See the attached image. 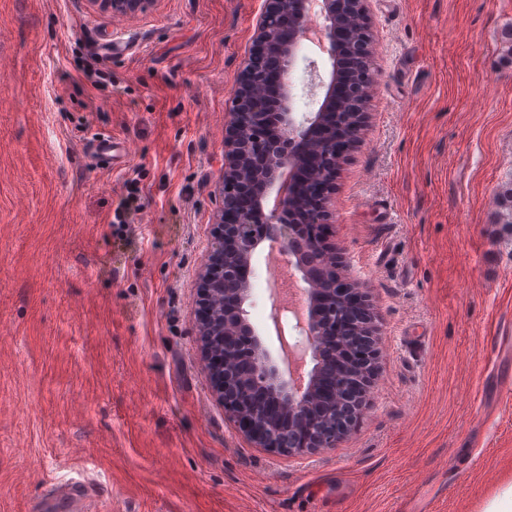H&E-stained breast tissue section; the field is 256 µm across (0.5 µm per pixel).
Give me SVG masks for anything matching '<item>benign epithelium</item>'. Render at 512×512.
<instances>
[{
    "label": "benign epithelium",
    "instance_id": "7a95c632",
    "mask_svg": "<svg viewBox=\"0 0 512 512\" xmlns=\"http://www.w3.org/2000/svg\"><path fill=\"white\" fill-rule=\"evenodd\" d=\"M312 0H267L257 21L255 47L246 67L248 79L237 89L231 113L230 134L224 138V173L220 179L222 206L208 246V258L197 271L201 283L196 299L203 340V357L213 391L226 416L256 446L275 449L272 441L292 434L291 457H304L318 448H335L357 423L363 397L375 372V352L367 348L356 363L370 366L361 378L339 367L324 378L320 393L329 406L339 396L359 400L347 414L344 432L336 423L305 407L308 393L317 392L319 380L311 377L307 392H299L285 379L263 348L260 338L243 315L248 279L244 275L254 251L270 241L288 260H297L307 281L317 277L321 265L336 263V247L328 242L323 227L331 224L336 194V160L355 146L356 132L336 123L343 105L336 104L338 87L337 17L356 0H318L325 25L320 32L331 61L329 81L320 82L323 97L316 112L299 121L295 117L294 94L288 75L302 41L307 39L305 19ZM277 60L281 79L276 101L252 93V85L266 79L268 64ZM322 167L329 177L316 203L302 199L307 186L297 182L301 169ZM276 191V206L263 204ZM376 316L368 299L354 288L336 283L325 290L318 310L301 331L312 341V358L328 357L323 331L341 338L344 327H362L364 335L375 333Z\"/></svg>",
    "mask_w": 512,
    "mask_h": 512
}]
</instances>
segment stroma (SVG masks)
Wrapping results in <instances>:
<instances>
[{
    "label": "stroma",
    "instance_id": "35a3bbf8",
    "mask_svg": "<svg viewBox=\"0 0 512 512\" xmlns=\"http://www.w3.org/2000/svg\"><path fill=\"white\" fill-rule=\"evenodd\" d=\"M265 6L147 0L124 14L129 51L97 89L82 67L112 10L0 0V512H40L69 479L99 512H483L512 484V233L496 222L512 182V0H368L375 89L331 225L339 274L377 316L358 425L291 458L216 403L196 272ZM329 72L302 48L299 112ZM102 136L134 144L125 168L92 158ZM127 195L142 209L115 223Z\"/></svg>",
    "mask_w": 512,
    "mask_h": 512
}]
</instances>
